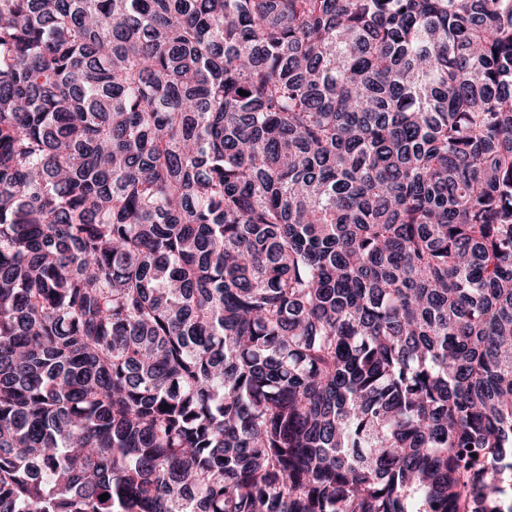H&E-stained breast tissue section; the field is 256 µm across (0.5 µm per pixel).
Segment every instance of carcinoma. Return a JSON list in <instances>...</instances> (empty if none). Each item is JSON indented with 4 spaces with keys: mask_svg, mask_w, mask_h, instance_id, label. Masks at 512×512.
Listing matches in <instances>:
<instances>
[{
    "mask_svg": "<svg viewBox=\"0 0 512 512\" xmlns=\"http://www.w3.org/2000/svg\"><path fill=\"white\" fill-rule=\"evenodd\" d=\"M0 512H512V0H0Z\"/></svg>",
    "mask_w": 512,
    "mask_h": 512,
    "instance_id": "1",
    "label": "carcinoma"
}]
</instances>
